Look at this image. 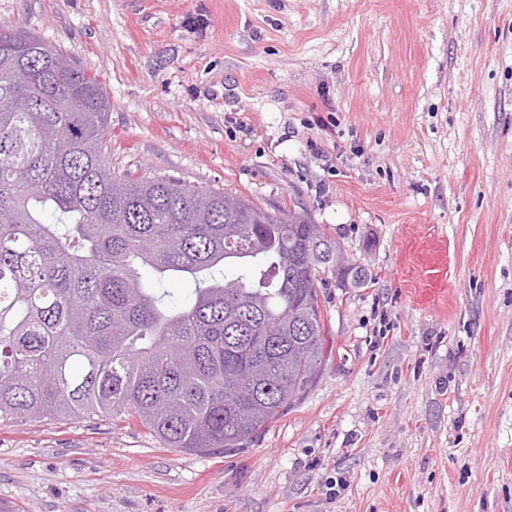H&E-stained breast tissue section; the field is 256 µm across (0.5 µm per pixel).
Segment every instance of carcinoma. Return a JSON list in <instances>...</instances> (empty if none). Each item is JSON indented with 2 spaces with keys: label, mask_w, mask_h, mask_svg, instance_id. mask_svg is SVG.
Returning a JSON list of instances; mask_svg holds the SVG:
<instances>
[{
  "label": "carcinoma",
  "mask_w": 512,
  "mask_h": 512,
  "mask_svg": "<svg viewBox=\"0 0 512 512\" xmlns=\"http://www.w3.org/2000/svg\"><path fill=\"white\" fill-rule=\"evenodd\" d=\"M18 62L42 76L26 112ZM110 109L69 54L0 25V419L111 416L166 448H234L321 373L323 270L367 273L304 210L112 169Z\"/></svg>",
  "instance_id": "obj_1"
}]
</instances>
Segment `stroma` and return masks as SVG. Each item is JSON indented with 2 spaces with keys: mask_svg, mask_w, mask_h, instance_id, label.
Masks as SVG:
<instances>
[{
  "mask_svg": "<svg viewBox=\"0 0 512 512\" xmlns=\"http://www.w3.org/2000/svg\"><path fill=\"white\" fill-rule=\"evenodd\" d=\"M1 23L99 76L113 166L304 207L372 280L324 273L322 373L251 441L0 420V502L512 512V0H0Z\"/></svg>",
  "mask_w": 512,
  "mask_h": 512,
  "instance_id": "stroma-1",
  "label": "stroma"
}]
</instances>
